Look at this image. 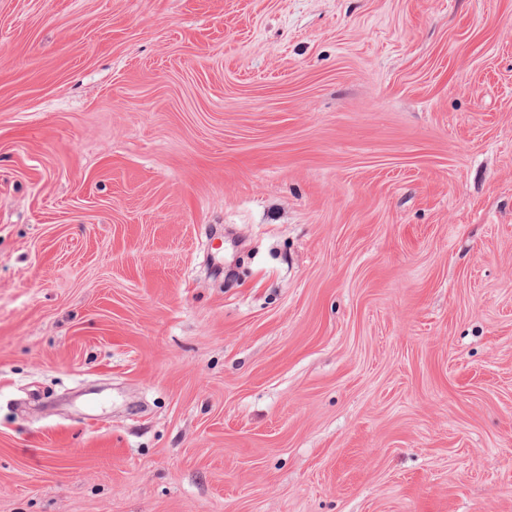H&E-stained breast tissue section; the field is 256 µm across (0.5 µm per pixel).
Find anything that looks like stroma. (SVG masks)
<instances>
[{
  "label": "stroma",
  "instance_id": "stroma-1",
  "mask_svg": "<svg viewBox=\"0 0 512 512\" xmlns=\"http://www.w3.org/2000/svg\"><path fill=\"white\" fill-rule=\"evenodd\" d=\"M0 512H512V0H0Z\"/></svg>",
  "mask_w": 512,
  "mask_h": 512
}]
</instances>
